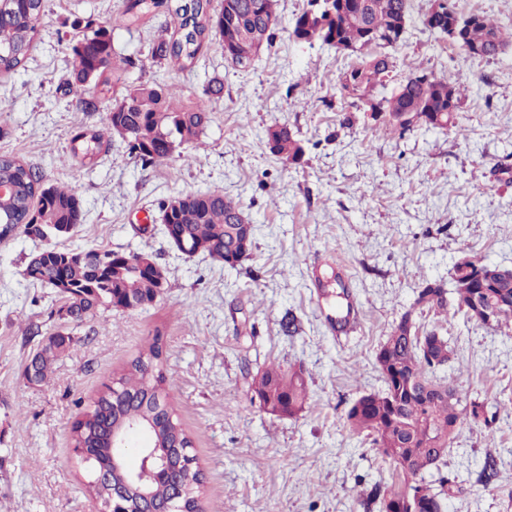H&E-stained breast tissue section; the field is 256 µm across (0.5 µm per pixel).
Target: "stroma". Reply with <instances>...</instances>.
Returning <instances> with one entry per match:
<instances>
[{"mask_svg":"<svg viewBox=\"0 0 512 512\" xmlns=\"http://www.w3.org/2000/svg\"><path fill=\"white\" fill-rule=\"evenodd\" d=\"M120 6L47 0L24 66L0 74V155L81 198L84 221L57 246L148 254L168 286L141 308L100 306L74 329L49 379L29 384L24 365L63 328V300L24 277L45 241L0 224V512H99L71 428L156 337L203 474L200 512H380L362 497L395 482V467L370 436L349 429L345 413L383 389L375 351L408 311L419 332L447 337L454 356L441 376L499 405L492 428H462L426 483L453 479L445 512H512V334L462 313L445 323L414 306L422 280L448 279L463 255L512 266V47L468 59L412 18L390 87L420 67L466 78L471 93L460 108L465 136L419 127L401 138L337 95L353 57L291 37L305 0H279L276 42L248 71L232 66L216 39L185 70L154 63L149 49L167 33L165 16L128 28L115 22ZM89 13L109 23L115 52L136 60L127 85L172 83L190 105L211 80L223 82L199 148L145 166L116 137L94 167L68 160L72 132L104 128L112 104L70 83L66 22ZM92 97L97 111H81L78 99ZM281 123L305 147L300 162L264 144L266 129ZM207 190L239 202L257 226L252 254L236 268L182 255L154 222L164 200ZM314 263L343 277L359 311L349 335H337L336 302L311 282ZM273 362L308 381L310 400L296 416L271 415L252 397V378ZM490 459L498 476L485 486L476 477Z\"/></svg>","mask_w":512,"mask_h":512,"instance_id":"stroma-1","label":"stroma"}]
</instances>
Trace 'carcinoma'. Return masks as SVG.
<instances>
[{
	"label": "carcinoma",
	"mask_w": 512,
	"mask_h": 512,
	"mask_svg": "<svg viewBox=\"0 0 512 512\" xmlns=\"http://www.w3.org/2000/svg\"><path fill=\"white\" fill-rule=\"evenodd\" d=\"M121 16L127 25H136L162 12L170 17L167 26L173 32L155 41L153 61L172 64L184 70L194 64L210 42L219 36L224 57L233 66L251 68L261 50L273 47L277 38L278 0H222L212 10V0H122ZM413 0H307V7L295 17L291 36L299 42L319 40L337 51L357 54V61L343 72L337 85L341 99H357L377 111L376 122L392 125L403 137L419 126L454 131L460 135L464 126L459 108L469 92V83L458 79L449 83L423 72L410 74L398 88L380 94L383 80L394 67L395 57L387 49L397 50L390 41L393 26L409 22ZM437 0H423L419 5L426 29L448 36L447 25L432 16ZM453 20L473 21L454 40L470 58H478L476 48L490 44L505 48L512 45V32L503 30L484 13L462 14L454 0H444ZM45 18L44 0H0V72L10 73L22 66ZM82 36L68 44L72 57L70 82L76 86L94 85L101 94L110 92L108 73L119 74L135 67L131 57L116 55L112 36L97 18L76 16L70 23ZM224 88L219 80L207 89L208 99L191 107L181 105L178 91L171 84L131 86L113 100L107 110L105 131L81 128L70 138V156L84 166L94 165L110 145L113 135H128L129 153L142 165L163 163L182 147H195L211 120L212 97ZM269 152L293 162L300 161L305 149L288 124H275L265 133ZM0 183L10 185V193L0 199V224H41L54 235L59 227L75 228L84 219V210L75 191L46 182L36 168L13 157H0ZM179 202L168 223L171 233L198 246L202 252L228 268L246 259L255 244L256 225L245 215L240 204L219 191L177 195ZM77 254L74 249L52 245L30 257L25 278L40 285L67 281L66 319L75 325L94 315L98 307L112 305V288L122 281L140 300H152L159 287V274L134 275L122 265L115 272L111 265L95 267L66 261ZM491 268L484 277V294L494 300L492 326L512 328V267L492 265L482 259L451 269L453 291L440 280L426 279L417 292L414 305L443 317L463 311L473 319L472 300L477 274ZM406 312L387 338L380 343L375 363L385 388L360 396L346 411L345 421L354 432L366 431L382 456L398 465V484L377 486L370 497L386 512H407V504L422 482L432 512H444L445 496L452 481H441L434 491L423 482V474L439 466L448 456L450 446L465 426H489L487 405L477 399L463 401L462 390L434 377L436 370L448 365L452 349L448 340L431 330L423 336L408 325ZM55 347L39 349L32 357L40 381L52 373L53 365L73 346L72 332H57ZM164 353L159 339H154L113 382L103 386L72 427L74 446L97 449L98 456L110 460L107 425L112 416L137 414L143 400H164L169 416L160 422L159 435L164 443H177L191 452L193 440L184 429L169 401L164 372ZM250 388L271 401L277 415L294 416L303 411L308 400V386L300 372L284 373L277 367L265 369L253 378ZM142 482L151 486L155 496L165 499L170 485L156 481L152 469L135 467ZM181 477L189 490L186 506L197 507L195 489L203 483L197 467L182 468Z\"/></svg>",
	"instance_id": "1"
}]
</instances>
